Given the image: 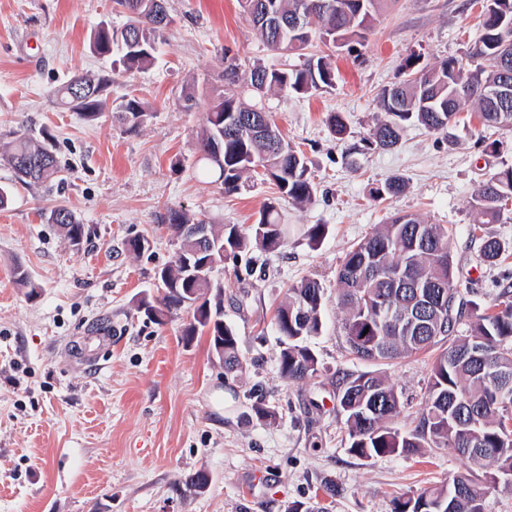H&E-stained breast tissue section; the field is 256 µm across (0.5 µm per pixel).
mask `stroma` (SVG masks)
I'll return each instance as SVG.
<instances>
[{
  "instance_id": "1",
  "label": "stroma",
  "mask_w": 512,
  "mask_h": 512,
  "mask_svg": "<svg viewBox=\"0 0 512 512\" xmlns=\"http://www.w3.org/2000/svg\"><path fill=\"white\" fill-rule=\"evenodd\" d=\"M166 10L154 64L112 86L113 100L131 92L150 111L132 131L110 113L85 121L54 96L72 77L109 73L110 59L91 43L99 26L124 21L112 0H0V144L53 136L61 167L52 181L18 185L0 161V185L14 188L0 209V512H288L297 502L311 512H393L397 497L477 473L445 448L350 454L335 387L344 372L381 373L401 396L396 427L417 423L436 351L384 367L359 359L337 305L341 259L391 213L452 229L466 299L485 306L512 285V220L488 225L504 247L489 266L469 209L478 184L512 166V131L482 127L464 111L451 134L412 128L394 149L350 151L379 118L376 95L398 81L405 57H460L478 38L473 0H389L352 50L333 55L332 89L265 97L316 187L312 203L279 207L288 223L322 224L326 235L315 245L294 235L277 254L226 257L215 272L242 360L231 374L206 335L184 336L185 310L158 324L137 304L177 256L161 221L167 209L245 231L274 196L257 176L228 195L195 174L201 105L224 92L225 53L246 67L290 69L303 58L270 51L237 0H166ZM394 178L405 181L402 194L373 198ZM56 207L79 218L81 248L49 222ZM134 236L148 248L129 251ZM19 268L30 285L17 280ZM306 278L324 289V329L310 340L320 370L291 382L278 370L273 315ZM260 404L274 418H259ZM200 471L206 489L186 492L185 479Z\"/></svg>"
}]
</instances>
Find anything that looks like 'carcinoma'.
Masks as SVG:
<instances>
[{"instance_id":"obj_1","label":"carcinoma","mask_w":512,"mask_h":512,"mask_svg":"<svg viewBox=\"0 0 512 512\" xmlns=\"http://www.w3.org/2000/svg\"><path fill=\"white\" fill-rule=\"evenodd\" d=\"M314 0H277L287 22ZM330 10L303 15L301 27H283L271 32L254 29L271 51H304L315 43L348 47L362 37L386 0H330ZM494 13L481 21L482 34L467 51L479 61L467 69L457 58H444L419 66L420 57L410 55L400 64L402 81L385 86L377 94L384 119L363 138L366 150L391 149L405 131L418 126L432 133H445L457 115L470 107L479 122L488 127L512 130V112L500 111L491 92L496 85L512 82V65L505 66L504 51L497 38L501 17L512 21V0H493ZM113 9L126 17L121 28L100 27L93 36V49L112 58V70L97 78L76 76L57 89L58 104L98 120L104 113L119 114L130 129L140 127L147 109L134 95L110 106L112 82L131 78L156 60L158 44L169 25L165 0H113ZM224 94L214 99L204 115L198 142V170L224 186V192L240 189L245 175L262 167L263 176L276 189L277 198L309 204L314 182L304 154L286 140L263 98L271 90L309 95L335 86L330 56L311 53L299 68L268 69L259 64L242 78L236 58L224 56ZM276 131L275 141L251 138L243 119L253 109ZM52 151L48 142L19 137L0 148L19 182L31 184L53 179L60 168L56 158L30 178L23 176L16 160L42 151ZM473 229L498 224L512 214V167L501 169L479 185L471 196ZM49 221L68 228L70 242L77 246L83 225L70 210L50 211ZM164 221L180 239L174 264L155 273L161 295L140 307L154 322L166 313L184 308L192 315L185 329L188 336L205 332L211 349L224 344V369L232 372L240 361L235 329L224 322L221 285L214 281L215 268L229 253L255 246L274 252L288 243L291 225L285 222L278 202H270L244 235L234 226L210 233L212 243L197 246L183 229L205 220L182 209H169ZM451 235L443 224H432L415 214L392 215L372 233L354 244L342 259L336 274L338 305L343 313L341 328L351 353L383 365L427 352L454 332L449 313L459 315L463 306H474L473 320L462 340L454 341L436 358L424 393L418 423L409 433L393 426L401 402L395 387L379 374L348 373L336 384V398L346 418L348 451L365 459L392 453L413 454L423 448H449L476 465L492 468L483 477L460 475L454 484L429 489L414 498L402 497L394 512H417L423 498H448L456 489L454 512H484L489 485L500 475L512 473V292L505 290L499 302L485 308L464 298L457 281L451 251ZM503 255L502 244L482 236L480 258L494 264ZM323 289L314 279L288 287L276 309L274 324L281 336L278 368L281 376L300 381L318 372V360L307 340L323 329ZM476 345L485 349L487 361L480 368L466 353Z\"/></svg>"}]
</instances>
